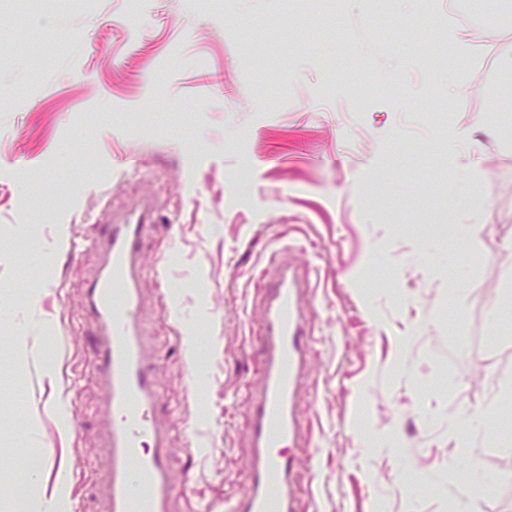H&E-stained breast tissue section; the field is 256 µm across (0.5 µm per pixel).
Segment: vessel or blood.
<instances>
[{"instance_id": "obj_1", "label": "vessel or blood", "mask_w": 512, "mask_h": 512, "mask_svg": "<svg viewBox=\"0 0 512 512\" xmlns=\"http://www.w3.org/2000/svg\"><path fill=\"white\" fill-rule=\"evenodd\" d=\"M92 246L98 264L84 280L80 321L94 336L91 374L105 394L97 431L108 450L96 469L100 512H174L171 473L176 462L171 428L158 418L162 393L147 352L139 314L143 284L153 278L162 310L172 303L164 268L147 266L143 243L156 229L153 206L131 203L101 221ZM274 275L255 288L262 308L256 338L258 383L247 391L249 471L245 488L224 501V512H313V498L297 484L294 450L311 440L297 411L310 377L313 336L307 325L312 282L293 249L272 255Z\"/></svg>"}]
</instances>
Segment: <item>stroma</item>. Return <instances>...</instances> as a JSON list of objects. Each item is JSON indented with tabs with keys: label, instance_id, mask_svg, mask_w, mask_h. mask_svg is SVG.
<instances>
[{
	"label": "stroma",
	"instance_id": "1",
	"mask_svg": "<svg viewBox=\"0 0 512 512\" xmlns=\"http://www.w3.org/2000/svg\"><path fill=\"white\" fill-rule=\"evenodd\" d=\"M480 5L477 32L448 0L0 6V512L37 455L48 494L66 501L64 470L80 512L100 508L84 243L106 205L142 197L161 206L145 260L177 308L140 313L176 428L175 512H220L246 484L255 283L291 245L314 285L298 410L320 432L299 481L319 512H450L467 464L448 413L464 405L485 412L479 479L498 485L483 512H512V444L495 435L512 414V0ZM454 132L479 152L452 166ZM471 166L476 207L460 202ZM436 218L483 231L456 254L430 236ZM23 226L61 238L53 262L18 252Z\"/></svg>",
	"mask_w": 512,
	"mask_h": 512
}]
</instances>
